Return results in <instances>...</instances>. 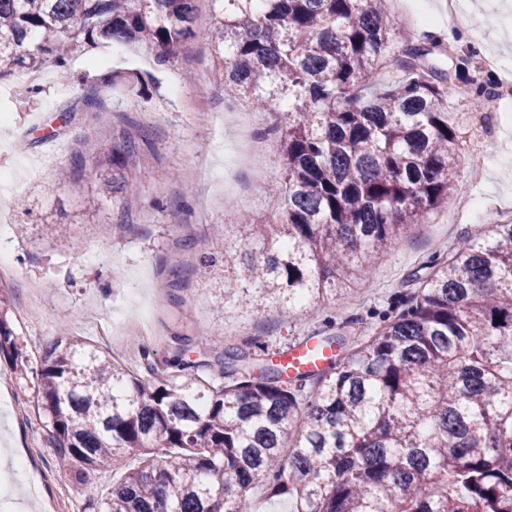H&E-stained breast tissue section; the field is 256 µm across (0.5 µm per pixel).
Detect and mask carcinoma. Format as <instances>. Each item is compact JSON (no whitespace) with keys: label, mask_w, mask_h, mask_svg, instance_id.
Returning a JSON list of instances; mask_svg holds the SVG:
<instances>
[{"label":"carcinoma","mask_w":512,"mask_h":512,"mask_svg":"<svg viewBox=\"0 0 512 512\" xmlns=\"http://www.w3.org/2000/svg\"><path fill=\"white\" fill-rule=\"evenodd\" d=\"M390 0H0V79L55 65L68 81L85 46L141 45L160 63L198 38L227 97L273 112L281 173L266 214L240 216L247 244L202 249L211 312L316 304L366 278L409 224L457 192V129L440 40L414 41ZM113 81L87 85L98 112ZM138 142L98 156L99 193L120 199ZM84 167L74 153L48 184ZM501 321H496V318ZM302 382L217 334L201 360L179 348L141 375L62 335L41 359L38 402L63 471L85 485L122 469L97 512H253L251 493L296 512H512V219L459 241L451 258L351 346ZM0 355L21 352L0 296Z\"/></svg>","instance_id":"1"}]
</instances>
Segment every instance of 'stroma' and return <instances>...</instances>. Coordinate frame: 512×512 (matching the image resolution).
Masks as SVG:
<instances>
[{
    "mask_svg": "<svg viewBox=\"0 0 512 512\" xmlns=\"http://www.w3.org/2000/svg\"><path fill=\"white\" fill-rule=\"evenodd\" d=\"M470 2L477 14L444 40L448 56L469 60L466 77L448 85V118L456 122L462 142L483 109L475 86L496 85L512 75V0ZM392 9L419 42L433 32L420 12L438 21L448 18L446 0H423L419 6L393 0ZM490 54L500 57L501 69H480V58ZM188 73L193 76L189 83L184 80ZM106 75L114 76L115 84L105 117L85 107L79 95L83 84ZM228 104L210 51L197 39L168 65L145 50L86 46L72 55L68 82H61L50 64L0 80V249L11 261L10 269L0 271V295L9 304L26 366L20 374L0 359V376L8 380L14 404L13 411L0 414V474L27 458L40 476L43 498L55 500L56 512H93V500L105 496L119 478L106 470L79 486L52 463L49 431L38 406V373L45 348L61 330L133 368L141 364L140 348L160 362L176 337H189L201 351L206 338L219 330L226 342L255 344L261 354L304 336H370L394 302L416 293L432 261L446 256L461 236L512 216L510 96L498 104L503 118L494 125L488 154L463 158L460 165L462 190L475 203L476 216L462 215L451 224L441 208L426 223L408 225L376 261L369 279L355 281L344 295L326 296L322 305L288 313L275 308L245 312L232 297L224 320L216 321L198 251L182 241H208L216 251L243 246L246 232L234 218L241 210H268L258 179L278 170V151L269 149L258 166L239 171V182L249 190L229 205L194 186L191 169L223 175L237 149L235 134L224 122ZM124 130L145 135L133 161L125 208L105 201L95 212L84 211L85 197L98 189L91 162L79 179L45 194L73 151L83 150L91 159ZM49 139L60 143L58 153L43 151ZM473 168L482 169L481 179L468 178ZM21 196L28 197L29 212L17 210ZM56 224L71 234L69 251L55 247ZM176 267L185 271L177 305L159 288Z\"/></svg>",
    "mask_w": 512,
    "mask_h": 512,
    "instance_id": "obj_1",
    "label": "stroma"
}]
</instances>
